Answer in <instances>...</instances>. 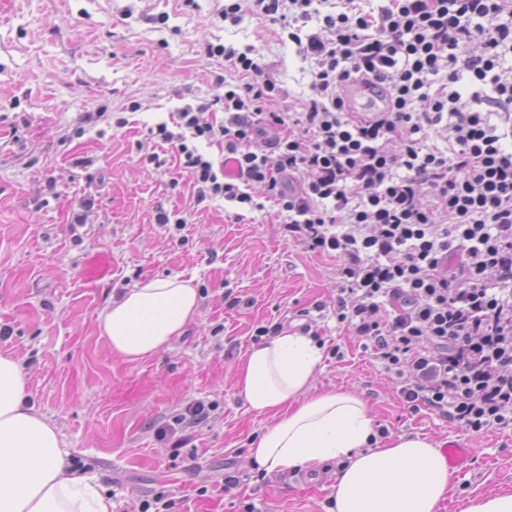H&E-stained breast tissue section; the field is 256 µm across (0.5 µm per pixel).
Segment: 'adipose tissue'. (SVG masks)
<instances>
[{"instance_id": "obj_1", "label": "adipose tissue", "mask_w": 512, "mask_h": 512, "mask_svg": "<svg viewBox=\"0 0 512 512\" xmlns=\"http://www.w3.org/2000/svg\"><path fill=\"white\" fill-rule=\"evenodd\" d=\"M198 292L177 275L112 297L99 328L112 352L141 360L168 349L195 321ZM322 354L298 332L252 347L237 387L270 422L250 456L266 471L341 461L333 512H439L451 471L428 438L401 434L372 443L373 417L349 392H315ZM55 425L30 404L22 365L0 355V512H112L96 477L69 472Z\"/></svg>"}]
</instances>
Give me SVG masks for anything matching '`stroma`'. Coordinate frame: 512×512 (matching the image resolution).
<instances>
[{
	"instance_id": "35a3bbf8",
	"label": "stroma",
	"mask_w": 512,
	"mask_h": 512,
	"mask_svg": "<svg viewBox=\"0 0 512 512\" xmlns=\"http://www.w3.org/2000/svg\"><path fill=\"white\" fill-rule=\"evenodd\" d=\"M196 2L12 0L0 19V354L21 362L72 466L108 489L112 512H137L163 485L181 512H331L338 462L260 480L249 459L269 419L248 410L237 372L254 329L278 323L315 333L317 390L362 395L375 427L469 443L470 467L453 475L440 512L512 493V436L410 412L396 377L337 322L335 258L289 238L273 204L197 202L174 150L152 140L151 128L187 105L223 122L224 87L239 75L203 55L208 43L255 48L282 89L270 111L311 93L312 63L279 25L248 16L234 26L224 0ZM152 152L161 165L146 161ZM161 210L170 223L157 222ZM95 257L107 270L91 278ZM177 274L199 291L197 319L166 351L114 355L98 324L113 290ZM229 294L242 306L228 307ZM196 400L216 409L173 452L159 431ZM229 469L250 481L225 488Z\"/></svg>"
}]
</instances>
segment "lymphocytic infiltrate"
<instances>
[{"label":"lymphocytic infiltrate","instance_id":"1","mask_svg":"<svg viewBox=\"0 0 512 512\" xmlns=\"http://www.w3.org/2000/svg\"><path fill=\"white\" fill-rule=\"evenodd\" d=\"M248 14L313 59L310 96L267 111L280 89L254 47L209 44L242 76L224 88L223 123L186 106L153 137L198 200L257 210L263 185L289 237L336 258L337 318L400 377L410 411L511 436L512 0H229L222 16ZM356 79L382 100L375 115L348 111ZM464 79L480 111L461 110ZM201 140L223 142L236 175Z\"/></svg>","mask_w":512,"mask_h":512}]
</instances>
